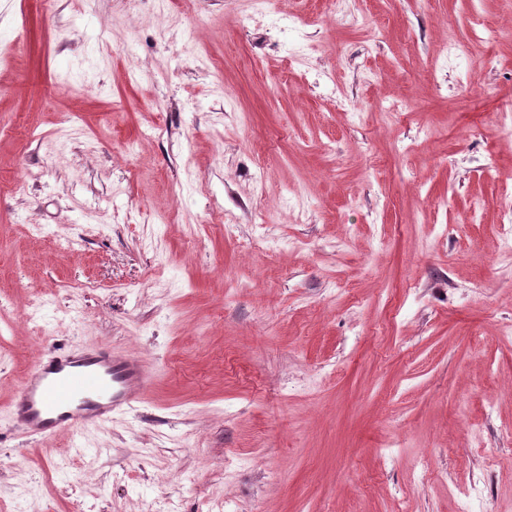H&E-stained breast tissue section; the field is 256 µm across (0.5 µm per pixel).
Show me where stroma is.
Instances as JSON below:
<instances>
[{
	"instance_id": "stroma-1",
	"label": "stroma",
	"mask_w": 512,
	"mask_h": 512,
	"mask_svg": "<svg viewBox=\"0 0 512 512\" xmlns=\"http://www.w3.org/2000/svg\"><path fill=\"white\" fill-rule=\"evenodd\" d=\"M511 21L0 0V512H512ZM99 343L145 400L17 430L39 359Z\"/></svg>"
}]
</instances>
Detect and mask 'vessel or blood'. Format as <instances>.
Returning a JSON list of instances; mask_svg holds the SVG:
<instances>
[{
  "mask_svg": "<svg viewBox=\"0 0 512 512\" xmlns=\"http://www.w3.org/2000/svg\"><path fill=\"white\" fill-rule=\"evenodd\" d=\"M151 381L137 360L100 346L38 362L16 388L12 415L30 436L88 430L146 397Z\"/></svg>",
  "mask_w": 512,
  "mask_h": 512,
  "instance_id": "vessel-or-blood-1",
  "label": "vessel or blood"
}]
</instances>
